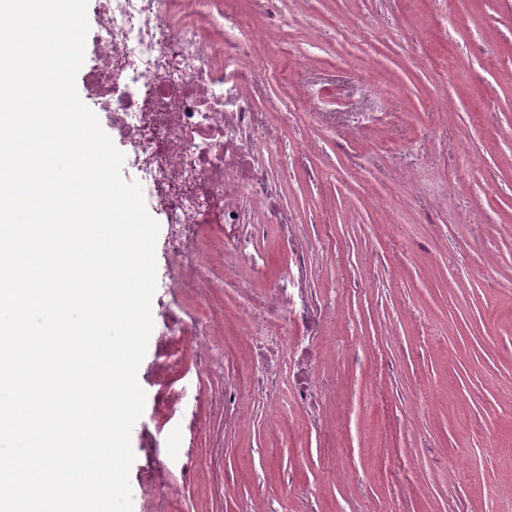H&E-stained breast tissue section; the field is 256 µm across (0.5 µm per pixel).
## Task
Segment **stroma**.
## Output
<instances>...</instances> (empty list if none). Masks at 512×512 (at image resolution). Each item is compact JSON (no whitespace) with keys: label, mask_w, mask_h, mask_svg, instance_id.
Instances as JSON below:
<instances>
[{"label":"stroma","mask_w":512,"mask_h":512,"mask_svg":"<svg viewBox=\"0 0 512 512\" xmlns=\"http://www.w3.org/2000/svg\"><path fill=\"white\" fill-rule=\"evenodd\" d=\"M281 41L304 59L302 79L271 81L265 96H301L308 111L274 116L288 176L282 196L294 217L324 224L340 243L312 265L314 288L362 284L341 303L338 339L367 341L357 361L326 348L314 367L331 379L334 440L302 411L258 408L244 429L210 403L222 373L190 355L167 363L168 307L192 297L157 288L153 331L137 379L146 393L130 444L134 512H247L263 490L275 512H477L488 486L512 488V0H307L283 6ZM316 112L336 115V128ZM380 144L375 169L360 165L364 139ZM408 152L413 191L396 194L390 147ZM390 196V212L375 196ZM432 211L434 223L418 221ZM400 225L392 234L391 225ZM483 247H470L474 234ZM436 243L433 256L400 240ZM381 261H364L367 242ZM403 341L389 370L376 354ZM178 390L191 412L167 414L161 395ZM386 403L367 407L369 388ZM426 400L413 435L393 403ZM468 420L469 465L451 464ZM197 467L184 476L181 464ZM357 483L337 481L336 468Z\"/></svg>","instance_id":"35a3bbf8"}]
</instances>
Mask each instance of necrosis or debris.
Here are the masks:
<instances>
[{
  "label": "necrosis or debris",
  "instance_id": "4bbe7bcc",
  "mask_svg": "<svg viewBox=\"0 0 512 512\" xmlns=\"http://www.w3.org/2000/svg\"><path fill=\"white\" fill-rule=\"evenodd\" d=\"M262 25L224 11V0H89L96 19L87 88L112 125V140L140 182L147 211L167 225L170 287L190 294L192 320L166 316L170 335L189 336L200 371L221 366L224 390L211 402L226 424L240 426L257 406L303 410L320 433L334 411L324 381L307 365L336 319L337 291L309 286L324 240L318 225L295 223L283 205L271 160L281 135L258 106L272 68L265 45L277 37L282 0H260ZM288 249L275 279L262 280L270 231ZM227 288L235 327L216 294ZM234 334L254 353L239 368L226 351ZM297 377L280 387V368Z\"/></svg>",
  "mask_w": 512,
  "mask_h": 512
}]
</instances>
